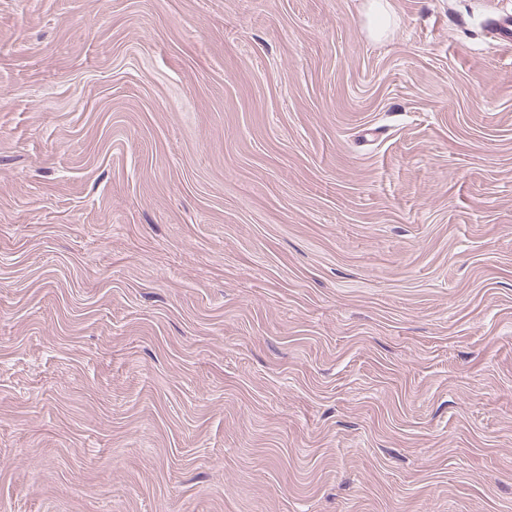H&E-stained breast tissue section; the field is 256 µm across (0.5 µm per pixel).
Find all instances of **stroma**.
Listing matches in <instances>:
<instances>
[{"label": "stroma", "instance_id": "obj_1", "mask_svg": "<svg viewBox=\"0 0 512 512\" xmlns=\"http://www.w3.org/2000/svg\"><path fill=\"white\" fill-rule=\"evenodd\" d=\"M0 0V512H512V0ZM383 1L387 0H371L366 14L368 30L376 37L384 35L390 24L389 12Z\"/></svg>", "mask_w": 512, "mask_h": 512}]
</instances>
